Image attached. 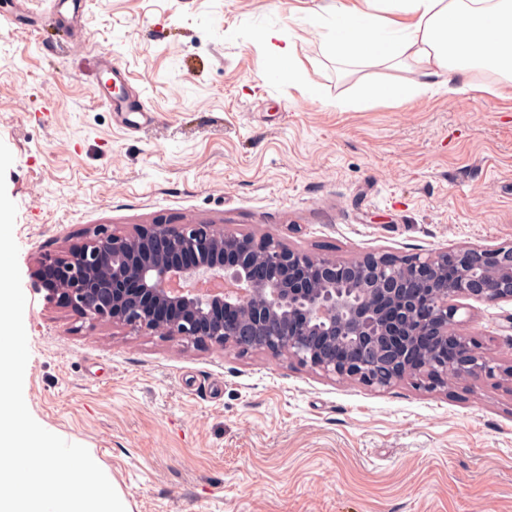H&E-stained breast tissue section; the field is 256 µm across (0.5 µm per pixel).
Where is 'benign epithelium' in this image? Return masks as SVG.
<instances>
[{"instance_id":"1","label":"benign epithelium","mask_w":512,"mask_h":512,"mask_svg":"<svg viewBox=\"0 0 512 512\" xmlns=\"http://www.w3.org/2000/svg\"><path fill=\"white\" fill-rule=\"evenodd\" d=\"M458 273L448 280L446 262ZM32 274L79 319L196 346L286 355L326 376L374 388L414 378L446 385L440 367L416 354L452 342L458 371L512 380V362L490 358L461 334L457 298L512 301V243L418 255L386 253L347 261L315 259L270 237L237 235L210 222L105 225L50 257Z\"/></svg>"}]
</instances>
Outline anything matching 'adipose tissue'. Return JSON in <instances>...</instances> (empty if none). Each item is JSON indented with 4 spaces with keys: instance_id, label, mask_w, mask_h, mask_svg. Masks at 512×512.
<instances>
[{
    "instance_id": "ef3b65f1",
    "label": "adipose tissue",
    "mask_w": 512,
    "mask_h": 512,
    "mask_svg": "<svg viewBox=\"0 0 512 512\" xmlns=\"http://www.w3.org/2000/svg\"><path fill=\"white\" fill-rule=\"evenodd\" d=\"M319 25L327 57L398 71L395 82L362 85L361 101L469 92L497 98L512 88V0H333ZM260 41L280 76L298 78L295 43L283 28H263ZM476 72L494 79L474 82Z\"/></svg>"
}]
</instances>
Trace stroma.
<instances>
[{
  "label": "stroma",
  "instance_id": "1",
  "mask_svg": "<svg viewBox=\"0 0 512 512\" xmlns=\"http://www.w3.org/2000/svg\"><path fill=\"white\" fill-rule=\"evenodd\" d=\"M330 0H0V141L26 296L32 417L81 440L132 512H512V384L427 389L328 377L71 317L32 276L96 224L200 220L317 258L512 242V98L347 108L362 81L298 44L321 99L270 75L258 40ZM146 115L112 111L105 63ZM461 333L512 361V302L464 299Z\"/></svg>",
  "mask_w": 512,
  "mask_h": 512
}]
</instances>
